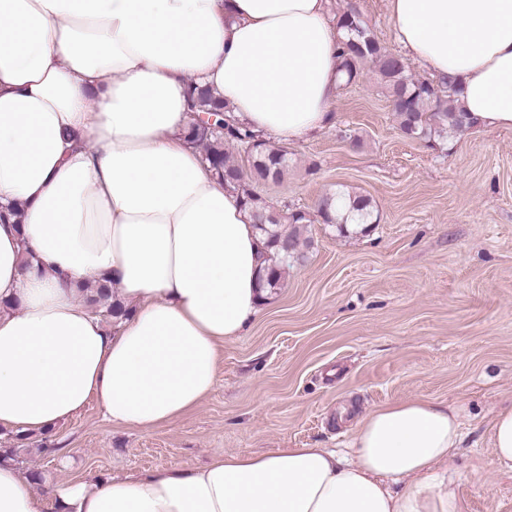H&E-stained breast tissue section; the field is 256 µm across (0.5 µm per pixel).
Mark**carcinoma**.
<instances>
[{"label": "carcinoma", "instance_id": "1", "mask_svg": "<svg viewBox=\"0 0 512 512\" xmlns=\"http://www.w3.org/2000/svg\"><path fill=\"white\" fill-rule=\"evenodd\" d=\"M340 20L349 31L348 39L340 47L349 75L348 83L359 78L364 64H373L390 90L392 111L404 136L434 148L448 132L463 129V115L454 99L458 86L451 78L435 83L412 79L405 58L387 51L376 40L364 26L356 8H348L340 15ZM187 105L194 115L205 114L212 118L213 126L218 128L214 132L194 118L187 139L192 145L203 148L205 161L222 180L240 183L245 203L252 208L254 228L265 237L266 246L271 249L263 283L273 292L283 286L288 267L305 258L304 242L301 241L303 228L319 221L336 227L342 234L348 232L347 218L337 216L338 195L326 194L318 201L315 213L294 210L286 217L287 223H282L281 216L250 189L249 184L281 181L288 170V152L265 140L254 142L255 132L237 123L229 115L224 100L208 88H191ZM349 197L357 225L371 224V199L357 193H351ZM86 300L108 321L125 313L122 304L112 298L105 285L86 295Z\"/></svg>", "mask_w": 512, "mask_h": 512}]
</instances>
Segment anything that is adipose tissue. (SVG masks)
Wrapping results in <instances>:
<instances>
[{
  "label": "adipose tissue",
  "mask_w": 512,
  "mask_h": 512,
  "mask_svg": "<svg viewBox=\"0 0 512 512\" xmlns=\"http://www.w3.org/2000/svg\"><path fill=\"white\" fill-rule=\"evenodd\" d=\"M397 39L462 85L468 131L512 129V0H387ZM328 0H0V428L40 434L96 402L170 425L213 391L259 311L264 244L239 192L184 140L190 82L274 141L332 119ZM109 283L115 327L82 301ZM331 448L33 490L0 464V512H464L460 410L401 399Z\"/></svg>",
  "instance_id": "1"
}]
</instances>
